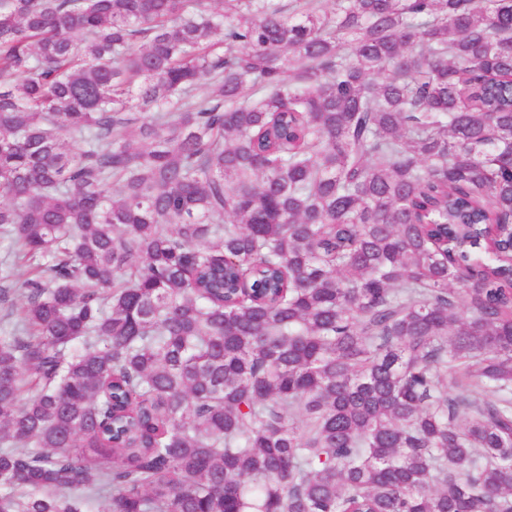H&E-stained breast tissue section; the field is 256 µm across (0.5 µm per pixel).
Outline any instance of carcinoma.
I'll return each instance as SVG.
<instances>
[{"mask_svg": "<svg viewBox=\"0 0 512 512\" xmlns=\"http://www.w3.org/2000/svg\"><path fill=\"white\" fill-rule=\"evenodd\" d=\"M212 2L0 0V512H512V0Z\"/></svg>", "mask_w": 512, "mask_h": 512, "instance_id": "cac0c4a2", "label": "carcinoma"}]
</instances>
